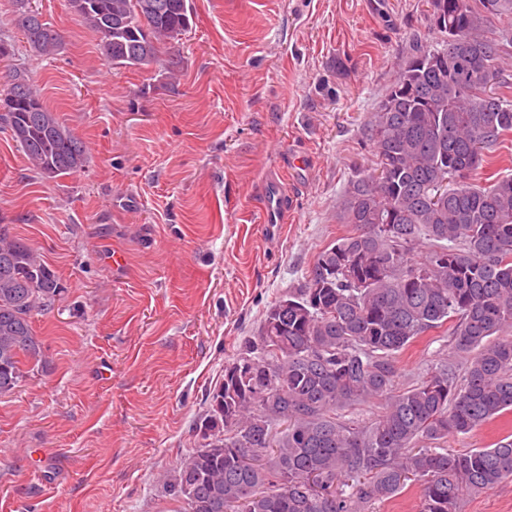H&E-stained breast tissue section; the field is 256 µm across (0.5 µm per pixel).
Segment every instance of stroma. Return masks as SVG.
<instances>
[{"label": "stroma", "mask_w": 512, "mask_h": 512, "mask_svg": "<svg viewBox=\"0 0 512 512\" xmlns=\"http://www.w3.org/2000/svg\"><path fill=\"white\" fill-rule=\"evenodd\" d=\"M61 38L34 55L0 0V87L27 76L85 142L88 160L54 179L0 129V224L24 239L64 291L33 328L0 395V512H173L160 475L197 446L210 389L266 309L300 287L350 227L347 182L373 172L363 126L413 46L427 0H190L167 44L183 64L112 68L68 0H28ZM292 200L260 219L266 175ZM123 257L113 266V253ZM450 333L398 361L411 384Z\"/></svg>", "instance_id": "1"}]
</instances>
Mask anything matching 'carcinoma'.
<instances>
[{
    "instance_id": "cac0c4a2",
    "label": "carcinoma",
    "mask_w": 512,
    "mask_h": 512,
    "mask_svg": "<svg viewBox=\"0 0 512 512\" xmlns=\"http://www.w3.org/2000/svg\"><path fill=\"white\" fill-rule=\"evenodd\" d=\"M433 39L403 61L364 135L374 172L350 180L338 220L356 230L322 250L306 281L272 304L208 392L195 429L209 442L163 475L179 512H374L411 487L419 512H461V493L512 478V434L440 451L512 412V176L484 184L512 134L500 64L512 57V0H428ZM114 68L159 61L190 27L188 0H69ZM29 48L61 36L25 9ZM0 128L49 178L87 162L84 142L17 76L0 89ZM55 272L0 224V395L36 357L32 315L61 296ZM449 325L439 358L400 386L397 358ZM464 374L457 372V367ZM377 402L368 418L360 407Z\"/></svg>"
}]
</instances>
